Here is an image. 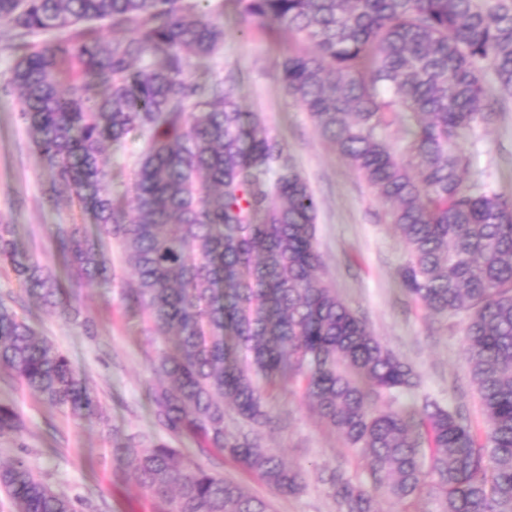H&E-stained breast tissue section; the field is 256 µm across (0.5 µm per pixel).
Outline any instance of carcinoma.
<instances>
[{"mask_svg":"<svg viewBox=\"0 0 512 512\" xmlns=\"http://www.w3.org/2000/svg\"><path fill=\"white\" fill-rule=\"evenodd\" d=\"M213 0H0L12 32L10 85L20 118L53 172L49 191L88 206L99 230L60 229L66 277L21 259L0 224V266L68 320L73 283L110 278L103 240L133 277L122 299L145 314L162 346L148 390L157 424L216 448L281 495L305 472L263 448L269 392L283 378L368 475L320 476L337 512H378L377 496L422 495L431 512H512V200L463 173V139L498 113L486 76L512 97V0H229L244 30L279 29L310 44L285 56L280 78L316 132L363 176L404 242L398 269L434 317H461L463 356L486 417L478 436L429 397L396 407L417 374L374 336L323 274L317 201L285 145L243 112L232 77L192 82L187 60L224 43ZM127 36L103 40L92 23ZM68 69L72 85L58 89ZM413 122L404 152L389 143ZM144 136L131 191L113 199L104 143ZM0 368L72 417H104L84 372L0 300ZM233 414L242 428L224 426ZM21 428L0 404V437ZM162 512H272L271 503L186 460L160 439L114 440ZM15 512H80L78 500L23 461L0 464Z\"/></svg>","mask_w":512,"mask_h":512,"instance_id":"cac0c4a2","label":"carcinoma"}]
</instances>
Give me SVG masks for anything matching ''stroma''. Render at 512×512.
<instances>
[{"mask_svg": "<svg viewBox=\"0 0 512 512\" xmlns=\"http://www.w3.org/2000/svg\"><path fill=\"white\" fill-rule=\"evenodd\" d=\"M6 40V32L0 31V224L13 225L20 249L60 274L64 264L58 225L80 224L90 235L96 227L79 205L48 196L52 172L19 117L20 96L9 85L15 58ZM295 45L286 34L273 37L260 28L243 30L228 6L219 55L207 61L190 59L187 74L221 78L235 72L243 111L286 144L318 202L317 246L326 278L419 377L418 387L401 395V406L418 408L428 396L462 414L475 432H483L485 419L463 360L459 318L428 316L406 295L397 275L406 251L384 206L364 178L318 135L278 78V63ZM465 149L467 180L512 198V98L502 102L497 122L478 130ZM136 151V144L130 143L105 152L112 197L126 210L132 207ZM104 250L115 273L112 282L95 280L76 289L77 304L92 322L88 329L44 306L9 268L0 267V300L84 371L105 410L104 420H76L40 401L0 369V403L12 405L22 421L18 434L0 437V463L23 459L51 486L81 499L82 512H157L112 452L114 435H139L165 440L207 470L237 481L249 494L269 500L274 512H336L320 474L341 469L357 480L366 474L359 456L321 422L297 383L284 380L272 390L269 408L276 423L264 431L262 440L265 448L306 471L302 488L288 496L244 472L222 452L156 425L147 390L155 381L151 359L159 341L121 299L130 274L117 246L108 241Z\"/></svg>", "mask_w": 512, "mask_h": 512, "instance_id": "obj_1", "label": "stroma"}]
</instances>
